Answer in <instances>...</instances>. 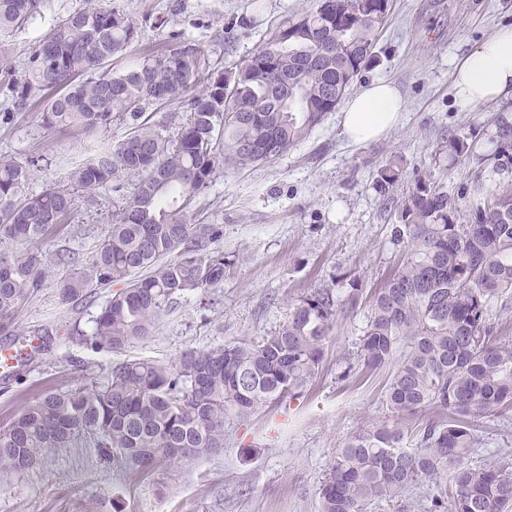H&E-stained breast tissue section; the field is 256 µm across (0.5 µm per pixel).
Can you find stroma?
<instances>
[{
    "label": "stroma",
    "instance_id": "obj_1",
    "mask_svg": "<svg viewBox=\"0 0 512 512\" xmlns=\"http://www.w3.org/2000/svg\"><path fill=\"white\" fill-rule=\"evenodd\" d=\"M86 0H43L39 13L5 38L13 68H22L39 40ZM136 26L139 55L160 54L183 40L199 46L211 70L249 59L266 34L294 18L310 0H110ZM512 26V0H394L379 40L377 64L353 82L359 91L377 78L392 80L407 101L399 124L383 138L348 142L338 112L327 113L287 154L260 166L227 168L205 190L206 221L223 227L217 246L228 265L224 280L206 292L178 298L153 336L126 353L87 350L69 335L71 323L90 329L108 293L62 302L55 278L19 311L15 335H0V350L15 352L19 338L49 329L48 351L0 367V423L24 402L107 372L123 357L175 362L191 348L257 340L278 328L301 296L331 288L342 300L319 376L298 397L224 422V448L193 465L160 462L154 475L130 478L95 448H63L47 463L0 486V512H318V491L336 450L358 429L387 415V369L347 368L367 323V294L398 266L407 244L395 240V200L409 194L415 171L460 195L468 209L475 185L492 189L498 117L512 122V99L464 107L454 97L453 72L475 46ZM41 106L0 121V157L37 159L29 185L38 193L58 184L72 165L89 160L90 144H116L129 126L114 121L94 135L48 131ZM476 141L475 155L435 162L443 142ZM400 157L404 177L381 193L377 170ZM115 193L98 204L76 201V221L38 240L51 254L70 247L91 255L112 222ZM364 297L348 298L351 287ZM348 379H341L343 369ZM512 456V415L484 424L473 464Z\"/></svg>",
    "mask_w": 512,
    "mask_h": 512
}]
</instances>
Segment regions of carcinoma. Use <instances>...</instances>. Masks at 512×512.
<instances>
[{"mask_svg": "<svg viewBox=\"0 0 512 512\" xmlns=\"http://www.w3.org/2000/svg\"><path fill=\"white\" fill-rule=\"evenodd\" d=\"M42 0H0V34L27 24ZM384 0H314L281 24L244 63L215 74L186 42L119 70L135 25L122 11L87 0L29 55L23 69L3 68L15 112L43 103L48 129L92 135L122 120L130 134L96 146L64 182L29 191L33 161L0 158V244L33 243L75 211V193L91 201L131 186L99 248L82 259L70 250L0 252V334L14 335L19 310L57 279L61 300L110 294L86 334L92 350L123 351L155 332L165 308L224 281V251L212 247L218 224L201 221L200 196L223 166L272 161L297 146L336 109L358 75L376 61L388 20ZM189 98V115L164 136L144 116L150 103ZM497 171L512 173V124L498 122ZM448 152L474 145L453 138ZM404 173L393 158L378 169L386 192ZM394 228L408 251L371 296L357 358L370 369L393 366L385 401L390 419L361 428L338 449L319 489L320 512H366L378 500L402 502L431 484L430 512H507L512 466L472 464L477 421L512 411V340L496 336L490 303L512 296V179L482 194L460 222L459 197L419 173L396 202ZM176 254L167 261L165 257ZM339 312L331 289L299 299L288 320L257 341L188 349L172 364L128 359L103 376L27 400L0 425V480L22 474L60 448H102L130 475L163 459L190 463L224 450V419L247 417L295 397L319 375ZM432 413L416 447L405 425Z\"/></svg>", "mask_w": 512, "mask_h": 512, "instance_id": "1", "label": "carcinoma"}]
</instances>
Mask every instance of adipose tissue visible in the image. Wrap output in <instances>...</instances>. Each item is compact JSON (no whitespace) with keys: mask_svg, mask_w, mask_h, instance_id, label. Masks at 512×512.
<instances>
[{"mask_svg":"<svg viewBox=\"0 0 512 512\" xmlns=\"http://www.w3.org/2000/svg\"><path fill=\"white\" fill-rule=\"evenodd\" d=\"M454 90L464 106L512 96V27L497 30L463 58L454 73ZM405 108V99L395 84L371 81L341 110V131L354 143L377 139L397 126Z\"/></svg>","mask_w":512,"mask_h":512,"instance_id":"obj_1","label":"adipose tissue"}]
</instances>
